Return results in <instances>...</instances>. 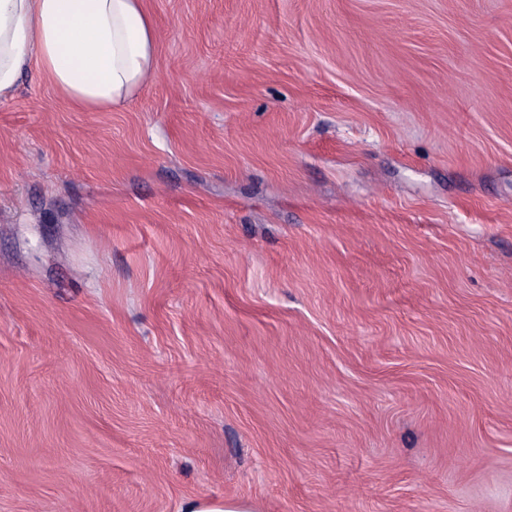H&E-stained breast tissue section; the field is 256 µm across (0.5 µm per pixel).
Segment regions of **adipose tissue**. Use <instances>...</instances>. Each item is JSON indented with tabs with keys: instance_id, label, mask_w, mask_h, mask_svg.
I'll use <instances>...</instances> for the list:
<instances>
[{
	"instance_id": "adipose-tissue-1",
	"label": "adipose tissue",
	"mask_w": 512,
	"mask_h": 512,
	"mask_svg": "<svg viewBox=\"0 0 512 512\" xmlns=\"http://www.w3.org/2000/svg\"><path fill=\"white\" fill-rule=\"evenodd\" d=\"M143 0H0V99L37 67L78 108L120 109L157 74Z\"/></svg>"
}]
</instances>
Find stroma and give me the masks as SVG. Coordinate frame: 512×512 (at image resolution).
Listing matches in <instances>:
<instances>
[{"instance_id":"obj_1","label":"stroma","mask_w":512,"mask_h":512,"mask_svg":"<svg viewBox=\"0 0 512 512\" xmlns=\"http://www.w3.org/2000/svg\"><path fill=\"white\" fill-rule=\"evenodd\" d=\"M144 4L0 100V512H512V0ZM178 512H261V509L250 500L195 497L183 500Z\"/></svg>"}]
</instances>
